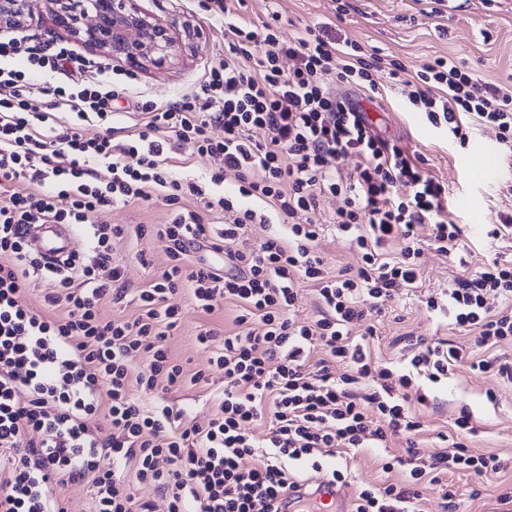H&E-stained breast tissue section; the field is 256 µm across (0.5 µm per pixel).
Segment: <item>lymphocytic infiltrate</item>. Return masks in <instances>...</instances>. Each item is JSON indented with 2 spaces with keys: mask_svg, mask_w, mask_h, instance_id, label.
I'll return each mask as SVG.
<instances>
[{
  "mask_svg": "<svg viewBox=\"0 0 512 512\" xmlns=\"http://www.w3.org/2000/svg\"><path fill=\"white\" fill-rule=\"evenodd\" d=\"M205 8L224 21L230 61L211 70L198 91L166 104L137 102L143 120L124 142L115 141L112 126L92 139L80 133L82 122L105 120L119 95L102 61L64 43L0 41V188L11 191L10 207L0 208V512H67L57 490L83 480L95 512H152L132 495L128 467L159 490L168 512H277L293 483L289 462L316 471L320 457L335 450L382 448L394 436L405 437L406 456L383 469L402 467L403 482L361 490L355 512H417L420 483H438L442 470L487 477L506 470L499 456L472 453L461 441L423 460L415 440L422 424L411 406L427 404L426 393L413 389L410 375L373 363L353 335L397 288L417 282L418 226L430 225L440 252H461L465 244L448 215L447 188L421 158L376 134L363 110L330 84L372 95L389 86L459 143L491 126L511 151L512 88L482 82L444 57L409 80L402 62L336 43L325 26L304 27L286 42L276 21L240 24L228 0H207ZM379 71L385 84L374 78ZM36 74L49 79L44 94L71 112L69 125H49L31 102ZM215 127L223 137L212 136ZM176 144L222 158L238 178L237 193L214 192L219 174L206 185L173 177L164 161ZM347 156L357 165L346 174L331 161ZM153 185L174 210L168 223L136 232L165 239L169 265L140 290L134 320L104 319L100 303L124 279L112 241L127 226L93 225L88 253L56 266L29 249L26 227L80 225L95 211L148 200ZM326 195L342 200L332 222L362 257L356 271L329 275L317 251L324 227L312 215ZM191 196L199 210L180 207ZM220 213L223 225L212 224ZM257 222L288 230L238 248ZM395 242L399 256L385 257ZM36 278L51 284L47 301L63 316L39 315L23 303ZM302 280L316 284L321 303L310 324L293 317ZM186 288L205 313L220 299L235 307L236 332L204 328L196 336L211 370L224 378L220 410L202 426L184 424L182 411L167 404L146 411L129 394L134 385L149 392L207 385L208 372L186 374L167 346ZM491 297L497 309L488 307ZM448 313L470 332L469 342L419 339L413 368L433 383L464 361L512 379V367L488 356L512 341V264L495 259L458 280L448 291ZM136 356L141 366H132ZM336 363L343 373L332 372ZM366 380L370 392L358 394ZM92 415L103 419L109 438L88 426ZM256 425L266 433L255 435ZM104 455L111 469H99Z\"/></svg>",
  "mask_w": 512,
  "mask_h": 512,
  "instance_id": "lymphocytic-infiltrate-1",
  "label": "lymphocytic infiltrate"
}]
</instances>
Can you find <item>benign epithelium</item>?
Returning <instances> with one entry per match:
<instances>
[{
	"label": "benign epithelium",
	"mask_w": 512,
	"mask_h": 512,
	"mask_svg": "<svg viewBox=\"0 0 512 512\" xmlns=\"http://www.w3.org/2000/svg\"><path fill=\"white\" fill-rule=\"evenodd\" d=\"M37 6L84 45L134 68H162L176 50L168 29L139 0H0V28L21 23Z\"/></svg>",
	"instance_id": "1"
}]
</instances>
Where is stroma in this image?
<instances>
[{"mask_svg": "<svg viewBox=\"0 0 512 512\" xmlns=\"http://www.w3.org/2000/svg\"><path fill=\"white\" fill-rule=\"evenodd\" d=\"M141 5L174 36H182L184 26L200 33L193 45L179 46L162 70L150 67L129 69L124 63L111 62L112 77L124 93L114 103L112 123L127 127L136 123L132 113L136 101L152 99L168 102L198 87L211 69L221 68L228 52L224 46V25L204 7V0H141ZM435 0H237L238 18L251 23L265 21L271 12H279L282 40L295 38L307 25L330 22V36L358 43L365 52L403 62L408 74H415L428 59L444 56L466 63L482 81L500 83L512 74V0H462L455 13L436 12ZM370 122L389 139L398 141L420 155L426 169L448 189V208L463 231L467 247L465 259L455 253L444 254L424 246L420 257V276L409 290L400 291L376 317V334L370 340L373 359L398 372L410 371V361L418 348L414 340L427 336L448 342H461L464 331L455 327L447 311H432L428 298L444 302L457 279L468 276L486 260L501 257L512 261V235L499 239L487 237L490 225L500 212L512 211V156L504 157L497 177L487 180L475 174L468 164L470 146L463 147L446 131L431 125L425 114L410 112L400 102L385 95L364 101ZM167 167L178 178H205L220 171V188L237 189L234 172L223 171L219 160L198 158L189 148L180 147L167 154ZM171 205L161 193L149 200L95 212V224H164ZM168 244L164 239L129 235L114 240L112 257L125 269L127 291L119 302L104 299L102 311L110 318L131 319L139 312L137 291L146 287L168 263ZM181 323L174 331L169 349L189 370L206 368L209 355L196 343L203 325L223 326L232 320L229 309L207 315L198 309L190 291L179 296ZM413 382L437 398L438 407L421 411L423 427L416 437L424 458L441 452L443 437H456L454 420L460 410L472 416L474 434L467 444L483 454L512 458V385L490 374H480L462 365L451 366L447 379L429 382L414 375ZM224 383L213 376L208 386L185 387L166 392L168 403L184 411V418L207 422L218 410ZM405 443L392 439L384 448H364L358 452L337 451L323 458L324 472L341 470L347 477L345 490L356 497L367 485L382 482L381 464L403 456ZM423 512H444V492H451L454 512H500L498 498L512 493V472L488 481L468 471L450 470L439 485H421Z\"/></svg>", "mask_w": 512, "mask_h": 512, "instance_id": "obj_1", "label": "stroma"}]
</instances>
